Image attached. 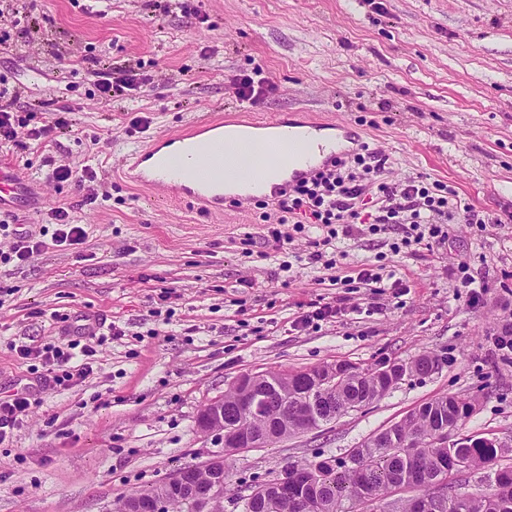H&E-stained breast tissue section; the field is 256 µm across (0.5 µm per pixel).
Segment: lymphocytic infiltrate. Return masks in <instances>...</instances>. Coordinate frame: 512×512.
Returning a JSON list of instances; mask_svg holds the SVG:
<instances>
[{
	"label": "lymphocytic infiltrate",
	"mask_w": 512,
	"mask_h": 512,
	"mask_svg": "<svg viewBox=\"0 0 512 512\" xmlns=\"http://www.w3.org/2000/svg\"><path fill=\"white\" fill-rule=\"evenodd\" d=\"M387 163L379 151L362 146L360 152L336 164L334 170L321 173L309 180L300 181L282 192L275 204V213H263V220L277 219L278 228L271 234L279 242H287L288 233L282 232V224L289 220L309 218L327 229L320 241V249L310 252L312 261L323 258L322 249L330 245L337 233H350L353 225L362 223L358 203L366 192H374L379 202L377 224H410L424 226L433 239L445 236L444 226L453 219L464 224L481 223L482 217L474 207L463 206L461 212H453L450 199L454 192L447 185L426 182L417 176L399 183L382 181L381 175ZM81 355L80 364H73L74 355ZM56 351L48 365L54 386L67 389L85 379L92 371L91 349L80 353Z\"/></svg>",
	"instance_id": "obj_1"
}]
</instances>
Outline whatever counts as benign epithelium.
Returning <instances> with one entry per match:
<instances>
[{
	"label": "benign epithelium",
	"instance_id": "obj_1",
	"mask_svg": "<svg viewBox=\"0 0 512 512\" xmlns=\"http://www.w3.org/2000/svg\"><path fill=\"white\" fill-rule=\"evenodd\" d=\"M437 367V361H432L430 368L419 370L408 366H397L391 361L381 362L371 368V372L392 374L394 372L404 379L411 376H427ZM353 370L345 366H330L318 373L309 374L311 386L302 402L301 418L307 430H315L322 424L336 417V384L346 380ZM233 387L239 391L237 405L244 408L251 416L267 415L270 404L277 398L288 402V394L280 384L270 379H262L261 375L243 374L234 382ZM197 428L205 434H213L221 439L226 448L250 450L264 448L274 438L273 428L263 431L247 430L228 416L224 409V398H216L207 403L197 417ZM221 456H212L199 468L212 472V477L206 480H196L187 470L181 469L165 479L163 491L159 496H148L134 504L132 512H165L167 497L170 495L185 498L193 512H212L214 502L224 493L226 482L222 473ZM270 492L277 495L288 493V470L283 469L271 474L267 480L246 494L242 501L244 512H257L260 505L258 492Z\"/></svg>",
	"mask_w": 512,
	"mask_h": 512
}]
</instances>
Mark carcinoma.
Segmentation results:
<instances>
[{"label": "carcinoma", "instance_id": "carcinoma-1", "mask_svg": "<svg viewBox=\"0 0 512 512\" xmlns=\"http://www.w3.org/2000/svg\"><path fill=\"white\" fill-rule=\"evenodd\" d=\"M399 383L355 368V375L336 385V415L348 411L350 399L361 395L371 401L385 395ZM473 412L470 401L456 395H445L421 404L402 420L405 440L417 446L410 453L406 448L390 444L366 441L350 454L360 458L357 469L343 465L342 458L336 459V466H316L313 498L317 504L315 512H367L370 506H380L379 512H409L412 503L399 507L388 501L395 492L394 485L406 483L419 490L421 495H430L437 484L448 485V500L444 501L441 512H512V463L501 460L512 454V448H496L484 443L473 442L464 437L452 446H434L430 437L440 422L461 426ZM298 429L293 413L281 416L276 421L278 439L294 435ZM465 460L467 470L479 467L494 468V486L488 493L458 495L456 484L463 473L459 461ZM268 512H306L301 500L293 493L272 499Z\"/></svg>", "mask_w": 512, "mask_h": 512}]
</instances>
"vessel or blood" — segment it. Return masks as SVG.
I'll return each mask as SVG.
<instances>
[{"mask_svg": "<svg viewBox=\"0 0 512 512\" xmlns=\"http://www.w3.org/2000/svg\"><path fill=\"white\" fill-rule=\"evenodd\" d=\"M233 124L266 131L276 143L270 159L285 157L293 161L286 178L269 185L266 197L270 200L360 146L347 125L312 114L300 123L296 139L290 136L291 123L283 114L265 119L238 116ZM224 126L223 117H202L133 149L125 160L127 177L154 199L191 204L211 214L223 213L224 184L230 178L238 176L257 185L267 180L265 164L257 157L244 156L234 143L225 141ZM43 204V198L31 195L17 167L0 160V210L11 207L32 212Z\"/></svg>", "mask_w": 512, "mask_h": 512, "instance_id": "obj_1", "label": "vessel or blood"}]
</instances>
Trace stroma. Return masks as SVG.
<instances>
[{
    "mask_svg": "<svg viewBox=\"0 0 512 512\" xmlns=\"http://www.w3.org/2000/svg\"><path fill=\"white\" fill-rule=\"evenodd\" d=\"M14 0L38 25L27 51L0 47V77L22 93L28 128L72 107L53 137L0 147L48 196L31 216L0 211V253L16 235L51 227L70 207L88 238L0 263V399H35L0 444V512H107L180 468L223 452L198 431L200 409L244 373L294 372L428 354L440 367L320 428L228 456L229 487L290 462L343 456L443 395L474 401L460 436L512 445V363L496 338L512 332V0ZM143 79L100 97L91 76ZM262 69L272 89L253 113L327 115L388 159L384 177L423 176L455 190L484 225L450 221L444 240L405 244L406 224L354 225L309 262L318 225L285 224L274 241L260 209L225 203L212 220L177 203H151L125 181L126 154L196 117L241 111L232 79ZM150 118L135 131L134 118ZM92 168L106 192L87 200L54 166ZM467 264L484 289L457 290ZM373 266L380 287L357 279ZM335 316L301 326L313 305ZM121 336L99 339L101 325ZM93 347L92 373L63 390L40 382L41 360L20 346Z\"/></svg>",
    "mask_w": 512,
    "mask_h": 512,
    "instance_id": "obj_1",
    "label": "stroma"
}]
</instances>
